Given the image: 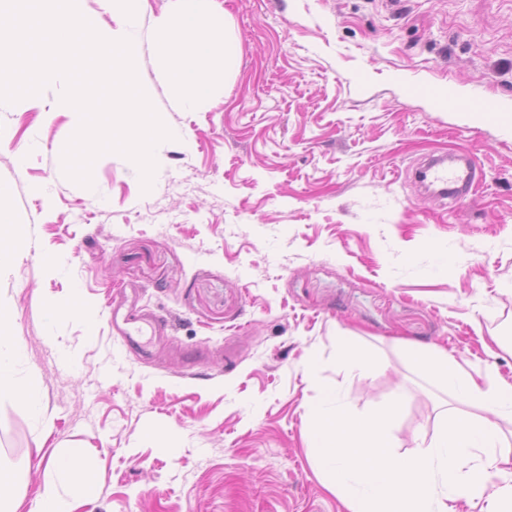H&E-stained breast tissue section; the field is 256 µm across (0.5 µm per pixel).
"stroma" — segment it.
<instances>
[{"mask_svg":"<svg viewBox=\"0 0 512 512\" xmlns=\"http://www.w3.org/2000/svg\"><path fill=\"white\" fill-rule=\"evenodd\" d=\"M214 7L238 66L185 112L155 51L170 0H144L139 81L183 132L157 146L150 191L116 153L97 158L93 192L65 176L59 88L0 103V181L30 229L0 267V339L43 390L36 417L0 397L18 512L74 446L96 473L76 512H347L305 443L325 387L362 417L402 395V453L450 399L407 347L512 382V0ZM451 148L484 170L453 207L407 176ZM125 285L171 324L145 362L107 325L106 295ZM52 300L84 314L46 322ZM342 341L378 364L371 378L337 371Z\"/></svg>","mask_w":512,"mask_h":512,"instance_id":"stroma-1","label":"stroma"}]
</instances>
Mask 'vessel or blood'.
<instances>
[{
  "instance_id": "vessel-or-blood-1",
  "label": "vessel or blood",
  "mask_w": 512,
  "mask_h": 512,
  "mask_svg": "<svg viewBox=\"0 0 512 512\" xmlns=\"http://www.w3.org/2000/svg\"><path fill=\"white\" fill-rule=\"evenodd\" d=\"M413 178L435 200L454 204L474 196L481 184V168L476 157L463 149L431 155L413 166ZM128 348L146 354V337H161L168 330L166 320L152 315H125L111 323Z\"/></svg>"
}]
</instances>
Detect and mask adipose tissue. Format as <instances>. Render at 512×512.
<instances>
[{
  "instance_id": "1",
  "label": "adipose tissue",
  "mask_w": 512,
  "mask_h": 512,
  "mask_svg": "<svg viewBox=\"0 0 512 512\" xmlns=\"http://www.w3.org/2000/svg\"><path fill=\"white\" fill-rule=\"evenodd\" d=\"M210 0H173L172 15L157 25L156 52L180 92V107L195 112L211 98L215 78L236 66L231 42L213 39L219 15ZM20 345L0 344V394L17 399L31 412L41 409V386L22 381L15 366ZM408 360L427 376L450 388L454 408L427 441L407 452L394 449L390 423L399 412L392 404L365 418L341 404L325 387L313 406L309 447L324 449L334 467L328 473L348 512H454L453 502H472L492 492L494 512H512V455L503 450V424H512V383L491 371L469 373L460 361L432 347H415ZM51 481L40 494L42 512H74L77 501L95 483L83 449L55 454ZM68 494H60L59 485Z\"/></svg>"
}]
</instances>
